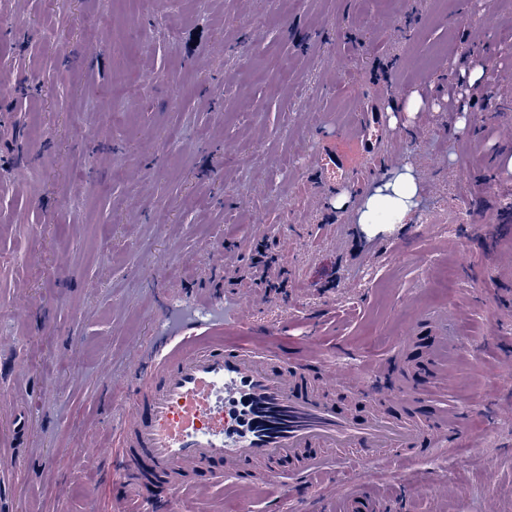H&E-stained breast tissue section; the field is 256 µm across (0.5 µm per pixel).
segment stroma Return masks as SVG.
<instances>
[{
  "label": "stroma",
  "mask_w": 512,
  "mask_h": 512,
  "mask_svg": "<svg viewBox=\"0 0 512 512\" xmlns=\"http://www.w3.org/2000/svg\"><path fill=\"white\" fill-rule=\"evenodd\" d=\"M465 39L486 75L456 98ZM510 43L512 0H0V512L135 507L114 408L138 360L233 325L261 279L240 335L320 343L365 383L397 358L412 412L458 413L453 444L315 488L284 461L249 505L218 485L180 512H331L349 482L381 512H512ZM413 89L408 134L388 110ZM402 158L417 205L367 235L352 207ZM431 308L458 312L444 390Z\"/></svg>",
  "instance_id": "35a3bbf8"
}]
</instances>
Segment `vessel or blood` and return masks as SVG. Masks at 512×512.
Wrapping results in <instances>:
<instances>
[{
    "label": "vessel or blood",
    "instance_id": "1",
    "mask_svg": "<svg viewBox=\"0 0 512 512\" xmlns=\"http://www.w3.org/2000/svg\"><path fill=\"white\" fill-rule=\"evenodd\" d=\"M454 321L451 309L427 315L438 348L455 344ZM370 371L363 386L356 371L337 375L314 342L288 357L269 333L228 344L222 330L183 328L155 341L138 362L114 466L134 486L153 479L172 506L189 495L208 498L218 481L246 490L273 480L284 459L314 487L330 466L344 468L363 454L384 462L394 449L416 455L447 445L451 409L424 423L406 411L403 385L381 364ZM340 380L351 398L343 408L328 398ZM336 512L380 508L352 487L337 497Z\"/></svg>",
    "mask_w": 512,
    "mask_h": 512
}]
</instances>
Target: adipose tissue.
Returning <instances> with one entry per match:
<instances>
[{
  "instance_id": "adipose-tissue-1",
  "label": "adipose tissue",
  "mask_w": 512,
  "mask_h": 512,
  "mask_svg": "<svg viewBox=\"0 0 512 512\" xmlns=\"http://www.w3.org/2000/svg\"><path fill=\"white\" fill-rule=\"evenodd\" d=\"M418 187L412 167L405 160L393 165L392 177L382 181L357 212V221L368 231L383 232L405 223L416 204Z\"/></svg>"
}]
</instances>
